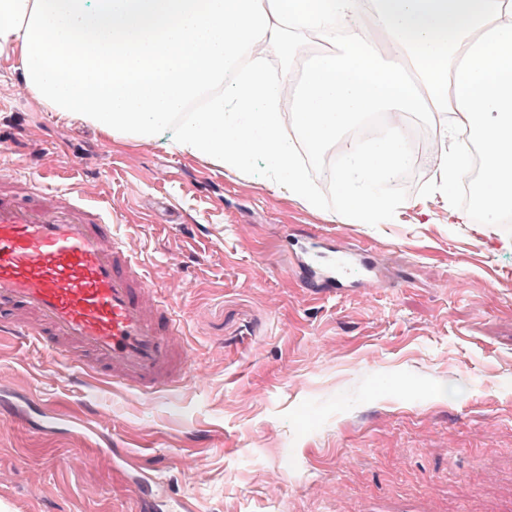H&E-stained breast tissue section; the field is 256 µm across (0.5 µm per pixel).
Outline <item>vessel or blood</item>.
<instances>
[{"label": "vessel or blood", "mask_w": 512, "mask_h": 512, "mask_svg": "<svg viewBox=\"0 0 512 512\" xmlns=\"http://www.w3.org/2000/svg\"><path fill=\"white\" fill-rule=\"evenodd\" d=\"M304 287L374 288L364 250L327 241L298 243ZM0 336L50 349L65 368L151 395L184 384L191 349L176 306L159 295L112 210L43 189L25 201L0 189ZM135 470L126 487L142 512L155 483L138 457L113 445Z\"/></svg>", "instance_id": "vessel-or-blood-1"}]
</instances>
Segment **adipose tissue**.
Wrapping results in <instances>:
<instances>
[{"mask_svg":"<svg viewBox=\"0 0 512 512\" xmlns=\"http://www.w3.org/2000/svg\"><path fill=\"white\" fill-rule=\"evenodd\" d=\"M280 43L301 77L244 57ZM41 104L105 135L147 142L174 125L173 151L234 171L269 157L284 196L314 206L287 129L340 147V205L383 220L408 164L403 118L434 119L438 191L479 172L484 223L512 222V0H0V55ZM393 116L364 144L351 129ZM480 169H473V157Z\"/></svg>","mask_w":512,"mask_h":512,"instance_id":"obj_1","label":"adipose tissue"}]
</instances>
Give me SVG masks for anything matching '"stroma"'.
Here are the masks:
<instances>
[{
    "label": "stroma",
    "mask_w": 512,
    "mask_h": 512,
    "mask_svg": "<svg viewBox=\"0 0 512 512\" xmlns=\"http://www.w3.org/2000/svg\"><path fill=\"white\" fill-rule=\"evenodd\" d=\"M0 59V179L90 191L178 305L202 380L145 397L76 384L42 347L0 341V382L75 413L112 415L113 440L160 460L158 492L201 512H497L512 501V223H446L432 175L392 190L384 224L286 198L265 158L233 172L65 121ZM70 155L76 167L62 164ZM301 235L365 244L370 294L302 287ZM0 512H138L93 439L0 422Z\"/></svg>",
    "instance_id": "obj_1"
}]
</instances>
